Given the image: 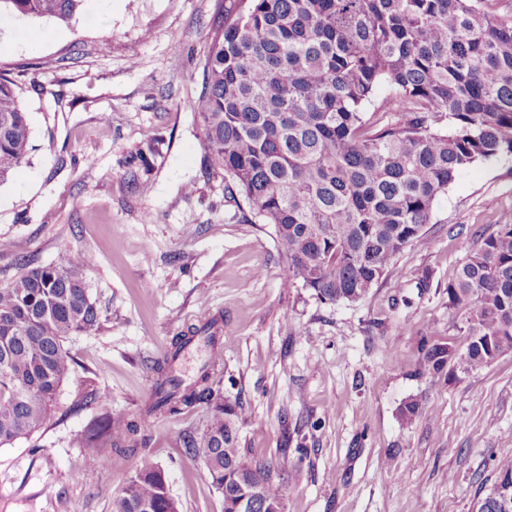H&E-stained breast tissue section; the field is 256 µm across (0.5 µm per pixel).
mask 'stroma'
Listing matches in <instances>:
<instances>
[{
  "label": "stroma",
  "instance_id": "1",
  "mask_svg": "<svg viewBox=\"0 0 512 512\" xmlns=\"http://www.w3.org/2000/svg\"><path fill=\"white\" fill-rule=\"evenodd\" d=\"M223 4L87 0L70 20L0 31V75L17 85L34 146L0 182V286L24 265L87 252L82 276L101 311L97 331L64 343L74 372L53 418L0 447V512H112L145 457L181 512H224L185 448L208 405L140 420L173 337L211 318L223 348L214 386L247 413L249 457L287 481L285 512H474L512 458V352L470 373L419 365L425 336L466 344L448 283L477 231L512 224V157L465 170L434 205L427 247L406 248L363 300L284 288L271 226L225 197L189 108ZM138 153L149 170L126 167ZM95 390L107 406L90 401ZM411 400L419 416L405 426ZM109 412L140 421L143 443L87 466L77 439Z\"/></svg>",
  "mask_w": 512,
  "mask_h": 512
}]
</instances>
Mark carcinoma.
Listing matches in <instances>:
<instances>
[{
	"label": "carcinoma",
	"mask_w": 512,
	"mask_h": 512,
	"mask_svg": "<svg viewBox=\"0 0 512 512\" xmlns=\"http://www.w3.org/2000/svg\"><path fill=\"white\" fill-rule=\"evenodd\" d=\"M85 0H0V19L66 21ZM504 0H231L213 23L198 96L209 165L224 192L273 228L288 262L283 287L327 303L364 299L407 247L427 243L437 198L460 173L512 156V8ZM388 93L375 99L380 86ZM372 105L367 111L366 105ZM31 150L27 112L0 76V180ZM86 253L23 270L0 287V447L42 429L74 360L63 342L99 328L79 270ZM467 343H424L421 368L478 371L512 352V224H495L448 282ZM218 320L175 336L216 344ZM215 366L182 387L158 369L145 416L205 403L186 448L224 496V512H274L288 483L240 447L243 409L213 387ZM138 425L106 415L81 442L99 453L138 447ZM112 512H180L148 459L114 494Z\"/></svg>",
	"instance_id": "cac0c4a2"
}]
</instances>
